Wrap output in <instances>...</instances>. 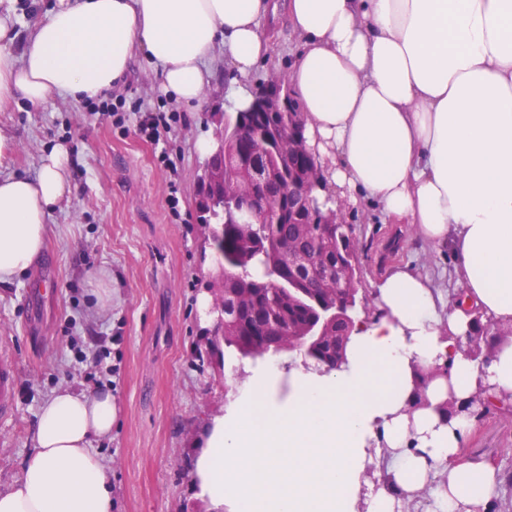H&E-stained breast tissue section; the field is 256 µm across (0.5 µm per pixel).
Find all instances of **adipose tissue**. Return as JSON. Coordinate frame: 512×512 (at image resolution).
<instances>
[{
    "mask_svg": "<svg viewBox=\"0 0 512 512\" xmlns=\"http://www.w3.org/2000/svg\"><path fill=\"white\" fill-rule=\"evenodd\" d=\"M20 7L0 0V111L53 92L101 99L139 52L194 110L223 61L225 98L244 108L274 51L265 27L286 15L319 201L377 204L455 256L463 305L397 268L341 368L277 356L252 368L193 461L208 512H400L437 468L435 512H486L501 478L461 455L476 426L463 405L481 388L512 398V340L485 362L465 342L475 320L512 324V0H52L25 35ZM69 162L59 143L36 176L0 177V284L39 258L47 216L73 193ZM435 366L443 374L427 377ZM115 414L111 388L55 391L0 512H112L111 474L90 445L111 437ZM381 445L391 467L366 483Z\"/></svg>",
    "mask_w": 512,
    "mask_h": 512,
    "instance_id": "ef3b65f1",
    "label": "adipose tissue"
}]
</instances>
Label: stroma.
<instances>
[{
    "instance_id": "stroma-1",
    "label": "stroma",
    "mask_w": 512,
    "mask_h": 512,
    "mask_svg": "<svg viewBox=\"0 0 512 512\" xmlns=\"http://www.w3.org/2000/svg\"><path fill=\"white\" fill-rule=\"evenodd\" d=\"M270 27L276 53L253 74L255 84L270 71L288 72L300 48L284 19ZM227 85L223 70H216L204 110L174 108L145 55H138L121 97L184 117L156 145L137 135L135 119L120 124L111 113L55 93L39 108L15 104L0 112V134L12 142L0 174L36 176L44 149L61 142L71 152L76 188L47 221L45 250L54 256V269L39 324L26 317L38 267L0 287V345L17 368L14 414L0 421L1 490L17 478L32 449L31 431L48 396L63 386L108 385L118 416L111 438L91 448L112 470V512H207L188 467L205 422L223 412L227 400L223 377L198 357L209 328L198 301L216 263L197 222L196 184L205 157L196 144L214 140L210 115L223 111ZM163 150L176 173L158 162ZM172 179L178 221L167 202ZM344 217L362 244L361 298H373L375 283L393 266L428 276L444 301L457 293L450 250L428 244L411 225L385 223L374 206H346ZM397 231L405 236L403 249L384 261V245ZM97 266L111 269L114 290L112 309L102 318L92 315L83 276ZM477 422L464 456L512 473V409L480 410Z\"/></svg>"
}]
</instances>
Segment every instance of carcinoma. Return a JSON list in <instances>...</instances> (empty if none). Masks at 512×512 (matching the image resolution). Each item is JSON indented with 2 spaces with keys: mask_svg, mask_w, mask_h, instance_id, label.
I'll return each mask as SVG.
<instances>
[{
  "mask_svg": "<svg viewBox=\"0 0 512 512\" xmlns=\"http://www.w3.org/2000/svg\"><path fill=\"white\" fill-rule=\"evenodd\" d=\"M285 132H303L294 101L288 112H261L224 135V154L229 156L243 158L261 145L267 171L260 180L240 168L224 172L233 184V199L244 204L269 198L272 210L268 222L244 228L227 221L226 203L218 194L208 207L205 242L223 271L222 306L237 311L234 319L215 322L205 353L199 354L220 375L226 367L225 350L256 361L265 358L258 352L262 343L284 335L288 343L282 350L300 351L306 360L339 368L360 318L357 291L341 282L344 270L358 267L360 241L352 225L329 223V213L318 201L301 211L288 199V180L301 178L300 170L312 171L316 164L286 157ZM329 308L336 311V319L325 325L323 313ZM321 324L323 339L306 344L303 336Z\"/></svg>",
  "mask_w": 512,
  "mask_h": 512,
  "instance_id": "carcinoma-1",
  "label": "carcinoma"
}]
</instances>
